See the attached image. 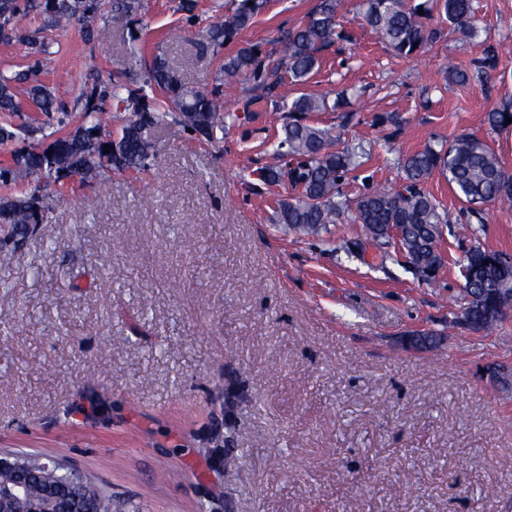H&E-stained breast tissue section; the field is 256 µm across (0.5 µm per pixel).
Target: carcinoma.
Segmentation results:
<instances>
[{"label":"carcinoma","instance_id":"carcinoma-1","mask_svg":"<svg viewBox=\"0 0 512 512\" xmlns=\"http://www.w3.org/2000/svg\"><path fill=\"white\" fill-rule=\"evenodd\" d=\"M266 0H235L231 13L202 28L206 47L221 49L235 43L263 11ZM140 9L139 0H0V40L20 38V24L33 10L45 15L55 27H66L77 19L90 22L86 37L95 43L111 36L108 20L131 25ZM455 26L465 37L478 30L473 19L472 0H421L408 5L405 0H363L362 25L378 36L393 54L408 58L421 54L439 39L442 29H430L424 20L432 13ZM346 39L338 17V0H319L300 23L283 32L284 57L273 62L257 45L241 46L224 57V78L212 89L185 84L163 55L144 64L140 82L116 73L106 79L95 78L79 99L87 123L54 138L47 146L31 145L19 152L13 164L0 168V181H21L27 190L20 196L0 198V225L10 224L25 235L30 224H41L52 202L51 186L68 171L91 182L108 170L141 171L149 167L157 151L155 130L173 121L202 141L216 143L224 134V97L232 88V78L245 76L251 93L242 100L243 120L251 118L260 103L267 108L288 112L281 126L277 155L279 163L259 172L265 184L290 183L299 194L280 199L276 222L306 233L317 234L338 224L348 204L344 200L346 175L361 165L366 155L360 144L339 146L331 129L306 122L311 112H324V99L293 92L322 63V52ZM500 52L486 49L472 61L468 73L448 65V80L469 82L470 75L481 77L497 69ZM27 75H0V112H20L19 92L27 94L36 107L46 113L61 112L64 95L44 84L19 89ZM131 113L121 132L112 135L104 123L110 109ZM512 118V100L504 101L486 113L490 130L506 128L505 117ZM406 184L401 191L376 185L360 194L350 220L364 226L374 241L386 240L390 228H403L402 247L410 258L414 274L426 281L436 277L442 265L439 252L440 225L449 215L423 190V183L435 172L447 175L448 184L473 214L481 207L496 204L512 208V173L501 165L496 154L478 137L463 134L446 148L428 146L403 160ZM466 281L462 287L460 316L470 319L473 330L490 331L501 316L497 310L512 309V262L501 252L480 247L466 258ZM33 468L27 499L67 498L76 512H99L112 508V499H85L73 494L69 483L45 476L54 470L52 461L31 454Z\"/></svg>","mask_w":512,"mask_h":512}]
</instances>
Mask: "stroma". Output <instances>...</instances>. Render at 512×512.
Masks as SVG:
<instances>
[{
    "mask_svg": "<svg viewBox=\"0 0 512 512\" xmlns=\"http://www.w3.org/2000/svg\"><path fill=\"white\" fill-rule=\"evenodd\" d=\"M317 2L268 0L241 42L281 56L282 32ZM178 4L141 0L135 39L115 24L94 44L85 23L59 30L33 14L23 33L52 41L50 55L0 41V73L70 90L49 117L28 101L0 112V126L30 130L0 141V167L80 125L86 83L140 78L155 53L187 84L212 86L225 52L203 47ZM360 4L338 7L350 58L325 51L300 87L358 98V111L307 116L370 152L348 175V199L401 186L407 155L462 133L512 172V127L485 122L512 98V0H475L474 40L432 17L443 36L406 59L361 26ZM490 46L500 70L449 82V65L470 70ZM280 127L278 112H259L207 145L170 123L147 171L54 186L38 234L0 264V452L63 460L111 495L112 512H512V388L483 374L512 369V313L489 332L453 324L470 246L456 234L462 201L441 174L424 185L451 216L429 283L362 225L289 230L273 214L291 188L249 189L276 162ZM478 241L512 255V209L490 206ZM417 329L441 334L440 346L403 349ZM229 389L240 405L228 431Z\"/></svg>",
    "mask_w": 512,
    "mask_h": 512,
    "instance_id": "obj_1",
    "label": "stroma"
}]
</instances>
